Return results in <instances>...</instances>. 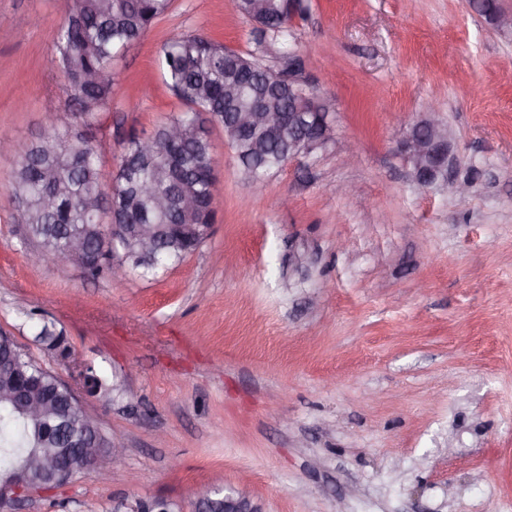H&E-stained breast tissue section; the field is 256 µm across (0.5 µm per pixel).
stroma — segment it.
Returning a JSON list of instances; mask_svg holds the SVG:
<instances>
[{"instance_id":"stroma-1","label":"stroma","mask_w":512,"mask_h":512,"mask_svg":"<svg viewBox=\"0 0 512 512\" xmlns=\"http://www.w3.org/2000/svg\"><path fill=\"white\" fill-rule=\"evenodd\" d=\"M266 64L332 99L334 138L256 189L211 123L220 192L208 238L143 277L28 264L0 156V336L69 381L125 462L78 472L12 512H194L250 478L258 512H512V32L469 0H304ZM64 0H0V137L30 142L63 108L53 39ZM175 31L250 53L235 0H174L116 65L93 137L182 105L161 77ZM434 104L463 198L419 190L399 149ZM357 144V164L343 153ZM54 323L61 350L36 328Z\"/></svg>"}]
</instances>
